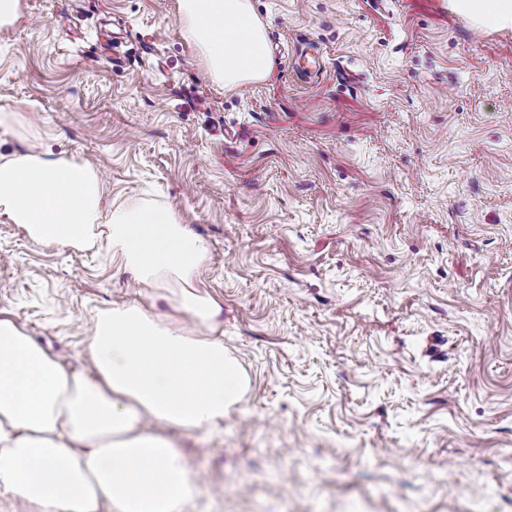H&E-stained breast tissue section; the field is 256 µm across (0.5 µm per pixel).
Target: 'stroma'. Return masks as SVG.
I'll list each match as a JSON object with an SVG mask.
<instances>
[{
    "instance_id": "obj_1",
    "label": "stroma",
    "mask_w": 512,
    "mask_h": 512,
    "mask_svg": "<svg viewBox=\"0 0 512 512\" xmlns=\"http://www.w3.org/2000/svg\"><path fill=\"white\" fill-rule=\"evenodd\" d=\"M0 28L12 145L208 245L247 387L165 429L184 512H512V26L450 0H251L270 79L211 81L178 0H19ZM190 320L109 253L0 224V316L91 376V318Z\"/></svg>"
}]
</instances>
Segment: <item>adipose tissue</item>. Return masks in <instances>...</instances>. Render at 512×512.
I'll return each mask as SVG.
<instances>
[{"instance_id":"1","label":"adipose tissue","mask_w":512,"mask_h":512,"mask_svg":"<svg viewBox=\"0 0 512 512\" xmlns=\"http://www.w3.org/2000/svg\"><path fill=\"white\" fill-rule=\"evenodd\" d=\"M489 27L512 25V0H453ZM187 41L225 88L263 80L272 60L250 0H179ZM0 122V223L35 242L85 250L106 242L144 286L170 292L200 333L123 304L97 314L93 378L68 373L14 319L0 317V491L29 512H183L196 495L190 467L162 430L205 432L239 401L244 377L224 346L218 304L195 279L205 242L174 213L109 207L91 166L9 149Z\"/></svg>"}]
</instances>
